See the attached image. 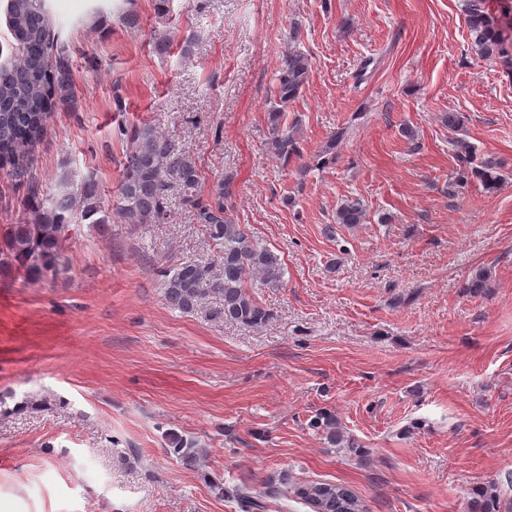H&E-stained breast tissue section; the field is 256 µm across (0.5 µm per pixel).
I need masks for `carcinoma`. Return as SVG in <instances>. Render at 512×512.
<instances>
[{
	"instance_id": "obj_1",
	"label": "carcinoma",
	"mask_w": 512,
	"mask_h": 512,
	"mask_svg": "<svg viewBox=\"0 0 512 512\" xmlns=\"http://www.w3.org/2000/svg\"><path fill=\"white\" fill-rule=\"evenodd\" d=\"M465 12L476 54L485 60L505 54V39L485 11L484 0H466ZM4 14L12 29V44L0 59V169L28 186L30 201L29 220L8 225L0 239L9 264L33 279L56 272L63 234L78 220L93 224H162L167 219L170 194L177 187L183 202L194 209L197 223L204 225L218 247L220 273L213 272L211 264L198 261L163 269L166 302L175 310L191 313L204 298L212 296L219 300L218 313L228 322H266L270 313L247 289V282H279L284 272L280 256L254 239L245 225L234 223L230 181H224L209 200H203L199 195L203 176L196 162L152 126L144 124L129 133L124 175L110 210L101 205L90 179L77 188L65 181L54 199L38 201L40 190L32 181L29 150L43 139L52 114L61 108L68 110L75 103L70 55L65 44L51 33L46 0H9ZM310 68L308 56L302 51L290 47L282 54L276 83L279 102L286 104L298 98L308 82ZM267 120L270 153L284 163L301 157L298 138L285 124L281 108L270 110ZM472 173L488 189L502 180L500 165L492 160L484 161ZM367 220L366 205L358 197H348L336 208L337 224H365ZM312 426L327 433L331 443H343V432L334 415L320 413ZM172 445L186 462H197L199 452L192 444L180 438ZM218 491L234 498L241 512H263V498L287 494V489L273 483L268 484L261 498L238 485L220 486ZM496 491L492 484L474 492L471 512H496ZM298 496L315 512H366L352 490L333 482H313L300 488Z\"/></svg>"
}]
</instances>
